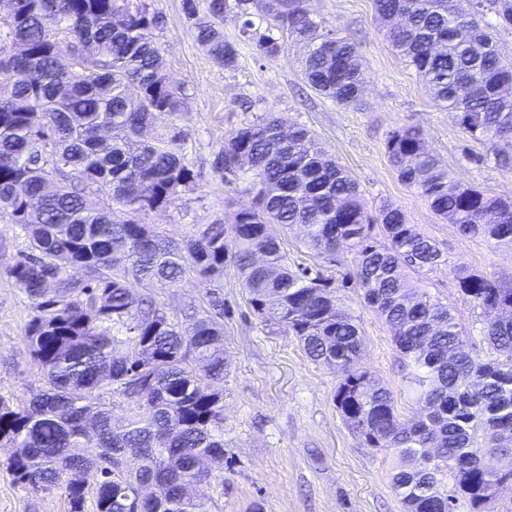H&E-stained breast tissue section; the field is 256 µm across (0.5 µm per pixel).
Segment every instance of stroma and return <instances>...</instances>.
<instances>
[{
  "mask_svg": "<svg viewBox=\"0 0 512 512\" xmlns=\"http://www.w3.org/2000/svg\"><path fill=\"white\" fill-rule=\"evenodd\" d=\"M164 23L157 37L166 76L184 84L188 106L179 120L187 134V156L198 174L193 190L151 216L165 235L182 240L207 224L222 222L224 202L250 205L245 182L227 184L212 170L225 135L270 112L312 130L355 179L370 207L398 205L410 223L439 247L440 263L412 280L431 297L451 305L471 338L474 354L489 348L480 329L488 315L457 290L455 269L467 265L488 276L512 279V249L482 237H461L454 224L430 210L419 192L403 184L390 165L385 142L399 127L421 131L427 145L464 185L512 197V167L481 162L480 142L463 133L455 116L441 110L414 70L392 49L372 0H307L316 19L352 37L367 63L364 104L346 107L306 86L298 47L260 57L254 45L239 46V66L213 64L190 30L183 0H157ZM27 248L15 225L0 221V396L16 401L42 387L27 355L24 329L32 309L7 271ZM168 316L183 321L185 305H201L205 288L194 277L178 286H149ZM221 293L224 316V468L198 493L207 512H405L391 486L401 460L390 449L370 448L343 424L333 403L335 370L311 362L294 337L264 325L254 314L234 271H226ZM338 307L364 334L360 367L390 388L402 420L420 408L407 389V362L381 319L358 289L337 293ZM0 512H68L55 493L32 494L0 470Z\"/></svg>",
  "mask_w": 512,
  "mask_h": 512,
  "instance_id": "stroma-1",
  "label": "stroma"
}]
</instances>
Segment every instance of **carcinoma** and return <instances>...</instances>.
Instances as JSON below:
<instances>
[{
  "instance_id": "carcinoma-1",
  "label": "carcinoma",
  "mask_w": 512,
  "mask_h": 512,
  "mask_svg": "<svg viewBox=\"0 0 512 512\" xmlns=\"http://www.w3.org/2000/svg\"><path fill=\"white\" fill-rule=\"evenodd\" d=\"M0 216L28 247L9 268L32 315L23 340L45 387L14 403L0 397L3 463L31 493H58L68 512H207L196 487L212 479L195 462L224 469V298L206 292L203 310L172 320L148 283L204 286L231 267L254 313L299 342L306 357L336 369L333 402L344 425L371 448L404 461L392 489L406 512H494L493 484L512 468L488 470L482 457L512 454V282L455 271L458 292L506 321L486 322L490 354L473 355L449 304L431 300L408 277L432 268L441 252L390 202L370 213L358 183L309 131L269 114L224 137L214 170L246 178L253 207L224 225L175 242L146 222L196 185L186 134L178 126L186 88L157 79L164 55L155 0H0ZM305 0H184L195 40L217 67H238V43L261 56L286 42L303 48L302 74L338 104L361 101L363 56L339 30L316 21ZM373 0L389 24L395 52L437 105L486 148L485 160L512 165V64L492 30L512 27V0ZM242 19L240 42L224 38L228 10ZM170 125L146 138L157 117ZM398 178L430 209L512 247V198L459 184L420 132L400 127L386 141ZM103 201L94 203L88 190ZM305 229L301 248L327 260L342 248L354 284L414 369L409 388L426 413L403 423L393 393L356 366L362 331L336 305L335 279L291 261L284 237ZM379 226L385 243L373 241ZM131 406L128 424L111 425L103 394ZM137 460L122 469V457Z\"/></svg>"
}]
</instances>
